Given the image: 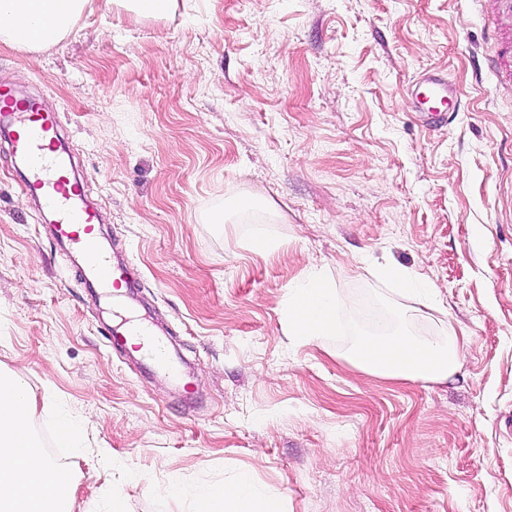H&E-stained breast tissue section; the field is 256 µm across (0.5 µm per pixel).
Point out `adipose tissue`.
Instances as JSON below:
<instances>
[{
    "label": "adipose tissue",
    "mask_w": 512,
    "mask_h": 512,
    "mask_svg": "<svg viewBox=\"0 0 512 512\" xmlns=\"http://www.w3.org/2000/svg\"><path fill=\"white\" fill-rule=\"evenodd\" d=\"M95 0H0V43L31 52L48 49L72 33ZM288 335L325 336L336 326V303L322 283L297 289L284 313ZM456 334L434 340L394 331L366 336L354 362L367 371L394 378L444 381L460 366ZM36 398L20 372L0 374V512H70L73 483H59L36 446L28 420ZM195 512H272L258 496L244 497L224 485L195 493Z\"/></svg>",
    "instance_id": "ef3b65f1"
}]
</instances>
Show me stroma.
Masks as SVG:
<instances>
[{
    "instance_id": "1",
    "label": "stroma",
    "mask_w": 512,
    "mask_h": 512,
    "mask_svg": "<svg viewBox=\"0 0 512 512\" xmlns=\"http://www.w3.org/2000/svg\"><path fill=\"white\" fill-rule=\"evenodd\" d=\"M496 0H178L165 18L84 15L0 82L51 102L136 310L183 378L114 350L109 308L0 149V373L70 470L72 512H194L240 484L276 512H512V83L489 75ZM467 107L426 130L422 72ZM225 221L211 223L216 211ZM275 241L268 253L253 237ZM392 262L442 310L377 275ZM336 292V332L285 335L291 287ZM391 329L464 341L447 381L347 359ZM68 418L83 447L61 448Z\"/></svg>"
}]
</instances>
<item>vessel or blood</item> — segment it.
<instances>
[{"instance_id":"vessel-or-blood-1","label":"vessel or blood","mask_w":512,"mask_h":512,"mask_svg":"<svg viewBox=\"0 0 512 512\" xmlns=\"http://www.w3.org/2000/svg\"><path fill=\"white\" fill-rule=\"evenodd\" d=\"M492 35L497 50L489 67L497 77L512 81V0H496ZM418 95L423 109L417 118L428 128L445 123L449 112L460 107L456 86L432 73L421 78ZM58 126L57 115L43 111L37 99L18 96L10 86L0 84V135L7 137L13 155L23 163V192L50 215L53 238L78 257L86 286L96 289L108 305L123 306L137 283L127 266L113 262L102 243L98 214L85 202L81 183L71 175L69 158L58 149ZM134 340L146 348L156 365L175 371L165 342L134 318H123L108 332L115 348Z\"/></svg>"}]
</instances>
